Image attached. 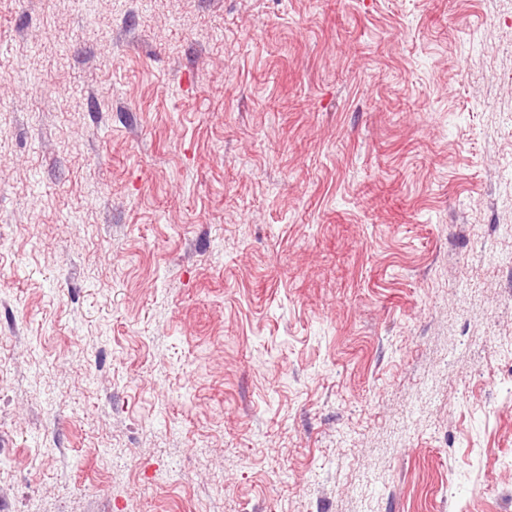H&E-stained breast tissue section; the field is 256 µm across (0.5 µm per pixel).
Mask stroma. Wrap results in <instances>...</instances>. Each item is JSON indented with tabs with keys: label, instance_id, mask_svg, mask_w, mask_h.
Returning <instances> with one entry per match:
<instances>
[{
	"label": "stroma",
	"instance_id": "obj_1",
	"mask_svg": "<svg viewBox=\"0 0 512 512\" xmlns=\"http://www.w3.org/2000/svg\"><path fill=\"white\" fill-rule=\"evenodd\" d=\"M0 512H512V0H0Z\"/></svg>",
	"mask_w": 512,
	"mask_h": 512
}]
</instances>
